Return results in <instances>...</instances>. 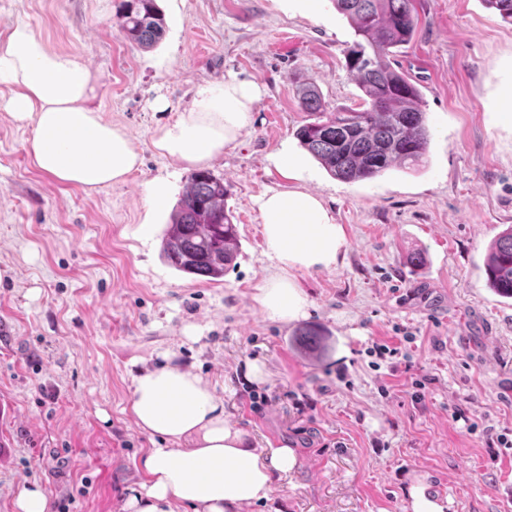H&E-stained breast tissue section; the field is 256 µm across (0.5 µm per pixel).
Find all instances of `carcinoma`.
Instances as JSON below:
<instances>
[{
	"mask_svg": "<svg viewBox=\"0 0 512 512\" xmlns=\"http://www.w3.org/2000/svg\"><path fill=\"white\" fill-rule=\"evenodd\" d=\"M416 0H335L355 40L346 67L362 104L328 112L312 82L298 85L301 109L314 117L296 130L301 146L333 177L355 182L375 178L398 164L418 168L426 155L429 130L420 89L389 61L392 49L410 43L418 30ZM502 21L512 24V0H484ZM120 27L126 40L142 47L164 34V15L156 0H124ZM224 179L209 170L191 174L162 237V257L175 270L218 281L239 253L234 215L227 208ZM487 283L512 298V227L491 245Z\"/></svg>",
	"mask_w": 512,
	"mask_h": 512,
	"instance_id": "cac0c4a2",
	"label": "carcinoma"
}]
</instances>
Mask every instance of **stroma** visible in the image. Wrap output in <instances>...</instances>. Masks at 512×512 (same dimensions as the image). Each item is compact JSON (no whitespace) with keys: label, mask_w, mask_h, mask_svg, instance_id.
Returning a JSON list of instances; mask_svg holds the SVG:
<instances>
[{"label":"stroma","mask_w":512,"mask_h":512,"mask_svg":"<svg viewBox=\"0 0 512 512\" xmlns=\"http://www.w3.org/2000/svg\"><path fill=\"white\" fill-rule=\"evenodd\" d=\"M122 2L0 0V39L24 22L87 59L92 106L143 157L126 183L93 194L56 184L25 150L29 129L0 109V512L33 483L49 512H123L152 446L129 412L133 378L171 353L215 387L251 447L298 455L270 502L243 512H410L413 489L440 478L446 512H512V448L496 440L512 434V299L484 274L490 243L512 227V125L499 117L512 24L484 0H417V36L393 59L423 94L427 154L417 170L347 183L295 137L309 119L299 83L329 110L359 102L345 60L354 31L333 0H158L166 29L150 49L125 39ZM230 76L263 94L210 166L240 243L212 282L161 255L190 173L151 137ZM284 144L348 242L336 268L296 273L311 306L289 324L253 299L275 270L254 200L280 185L267 157ZM155 179L168 193L150 207ZM413 252L421 267L407 264ZM380 344L397 356L379 357ZM255 363L269 397L257 412L244 390Z\"/></svg>","instance_id":"35a3bbf8"}]
</instances>
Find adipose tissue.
<instances>
[{
  "label": "adipose tissue",
  "mask_w": 512,
  "mask_h": 512,
  "mask_svg": "<svg viewBox=\"0 0 512 512\" xmlns=\"http://www.w3.org/2000/svg\"><path fill=\"white\" fill-rule=\"evenodd\" d=\"M0 85L12 94L9 117L30 127L26 150L34 166L61 185L85 193L125 183L141 164L127 130L91 107L94 75L83 57L50 50L29 25L16 24L0 40ZM261 89L231 77L202 89L174 122L155 128L157 154L187 169L202 168L236 147L251 127ZM282 185L257 200L266 252L279 274L257 287L254 300L270 319L307 315L310 301L295 272L336 268L346 251L342 225L317 195L303 188L305 169L287 147L268 157ZM130 411L136 427L162 446L139 466L145 481L132 489L128 512H241L270 500L274 482L296 465L293 449L250 448L224 416V402L196 372L173 362L134 379Z\"/></svg>",
  "instance_id": "obj_1"
}]
</instances>
